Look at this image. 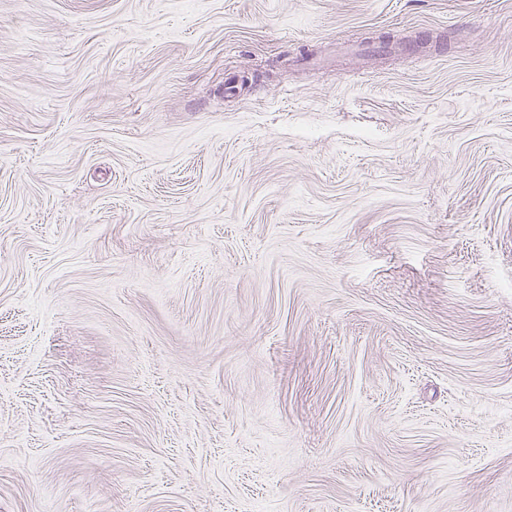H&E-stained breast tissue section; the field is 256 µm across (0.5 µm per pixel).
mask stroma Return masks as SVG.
Segmentation results:
<instances>
[{
  "label": "stroma",
  "mask_w": 512,
  "mask_h": 512,
  "mask_svg": "<svg viewBox=\"0 0 512 512\" xmlns=\"http://www.w3.org/2000/svg\"><path fill=\"white\" fill-rule=\"evenodd\" d=\"M0 512H512V0H0Z\"/></svg>",
  "instance_id": "stroma-1"
}]
</instances>
